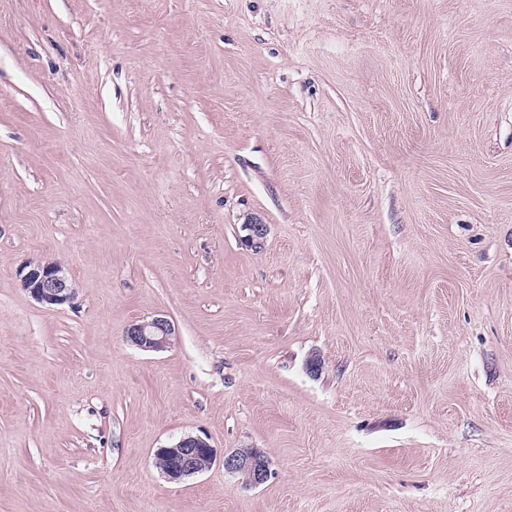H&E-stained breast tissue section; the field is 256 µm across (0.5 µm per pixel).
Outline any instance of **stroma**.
Returning a JSON list of instances; mask_svg holds the SVG:
<instances>
[{
	"label": "stroma",
	"instance_id": "35a3bbf8",
	"mask_svg": "<svg viewBox=\"0 0 512 512\" xmlns=\"http://www.w3.org/2000/svg\"><path fill=\"white\" fill-rule=\"evenodd\" d=\"M0 512H512V0H0ZM29 295L47 306L70 304L76 296L73 280L60 264L50 261L28 262L20 269ZM175 336L174 324L163 314L133 321L126 326L123 333L128 344L152 352L170 347ZM167 457H156L155 466L158 469L169 465L161 472L170 481H181L193 475L209 470L216 462L217 451L207 438L199 435L181 437L172 446L160 448ZM224 470L237 475L247 487L265 483L270 475L269 461L258 451L242 449L224 454Z\"/></svg>",
	"mask_w": 512,
	"mask_h": 512
}]
</instances>
